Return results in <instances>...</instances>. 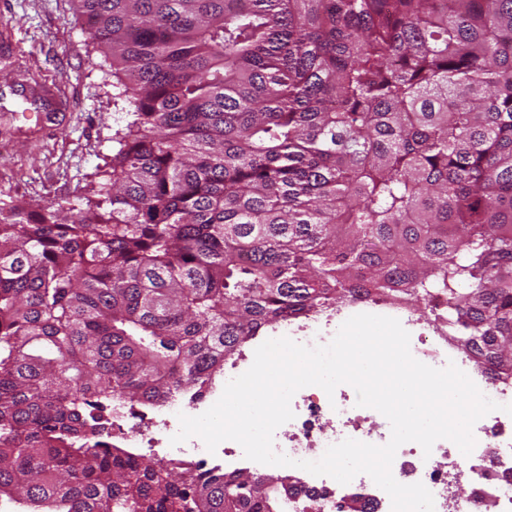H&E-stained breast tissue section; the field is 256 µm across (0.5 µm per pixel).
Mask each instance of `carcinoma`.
Wrapping results in <instances>:
<instances>
[{
  "label": "carcinoma",
  "mask_w": 512,
  "mask_h": 512,
  "mask_svg": "<svg viewBox=\"0 0 512 512\" xmlns=\"http://www.w3.org/2000/svg\"><path fill=\"white\" fill-rule=\"evenodd\" d=\"M126 113L69 214L0 202V499L284 512L282 475L132 457L267 326L429 302L512 380V0H76Z\"/></svg>",
  "instance_id": "1"
}]
</instances>
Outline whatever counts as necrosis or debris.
<instances>
[{
    "instance_id": "necrosis-or-debris-1",
    "label": "necrosis or debris",
    "mask_w": 512,
    "mask_h": 512,
    "mask_svg": "<svg viewBox=\"0 0 512 512\" xmlns=\"http://www.w3.org/2000/svg\"><path fill=\"white\" fill-rule=\"evenodd\" d=\"M405 324L410 332V350L414 358L435 367L445 363L465 371L481 392L501 407L512 403V386L489 380L482 372L471 368L466 359L448 350V339L442 332L426 334L418 320L409 318ZM293 420L276 435L277 452L295 460L315 461L326 449L344 439L382 446L391 430L374 421L362 425L358 407L352 402L350 385H339L334 394H312L300 389L293 397ZM203 406L193 400L175 398L165 415L157 421L152 434H144L135 422V413L127 403H112V425L128 428L133 448L147 450L151 455H170L188 466H204L214 461L227 470L246 468L248 461L237 442L220 443L216 451H208L200 438L171 445L170 439L180 429L179 414L197 416ZM476 445L470 455H463L457 446L446 439L438 440L431 454H424L420 445L408 442L399 447L393 465L394 478L403 484L423 483L434 498V512H460L456 495V475H474L479 488L471 499L467 512H487L488 503H495L497 512H512V481L499 479V471H512V416L500 410L481 418L474 426ZM342 486L328 476L314 477L302 482L295 499L288 503V512H322L325 504L336 501Z\"/></svg>"
}]
</instances>
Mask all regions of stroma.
<instances>
[{"mask_svg":"<svg viewBox=\"0 0 512 512\" xmlns=\"http://www.w3.org/2000/svg\"><path fill=\"white\" fill-rule=\"evenodd\" d=\"M112 81L73 0H0V200L32 210L77 204L112 163L123 123ZM41 86L53 105L19 112L25 92Z\"/></svg>","mask_w":512,"mask_h":512,"instance_id":"1","label":"stroma"}]
</instances>
